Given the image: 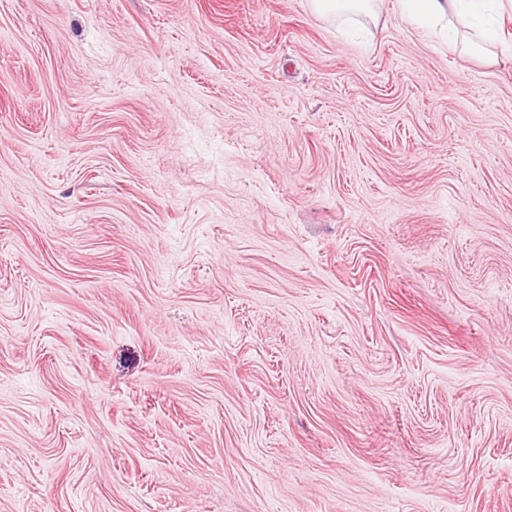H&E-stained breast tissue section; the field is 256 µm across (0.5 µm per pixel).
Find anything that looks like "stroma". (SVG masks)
Wrapping results in <instances>:
<instances>
[{
    "instance_id": "obj_1",
    "label": "stroma",
    "mask_w": 512,
    "mask_h": 512,
    "mask_svg": "<svg viewBox=\"0 0 512 512\" xmlns=\"http://www.w3.org/2000/svg\"><path fill=\"white\" fill-rule=\"evenodd\" d=\"M0 512H512V57L0 0Z\"/></svg>"
}]
</instances>
